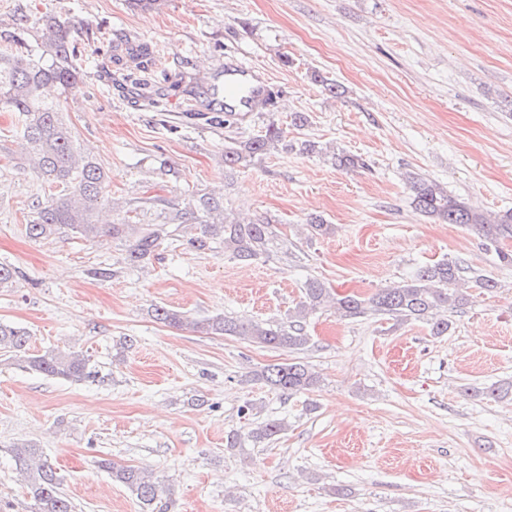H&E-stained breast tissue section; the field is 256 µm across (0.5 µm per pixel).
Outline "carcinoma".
Listing matches in <instances>:
<instances>
[{
    "mask_svg": "<svg viewBox=\"0 0 512 512\" xmlns=\"http://www.w3.org/2000/svg\"><path fill=\"white\" fill-rule=\"evenodd\" d=\"M114 49L116 63L130 70L151 55L150 48L130 46L125 39L117 40ZM80 57L70 25L47 16L33 20L21 7L10 17L0 19V112L21 116L31 169L42 182L59 188L56 193L32 201L26 234L37 240L66 229L86 240L112 238L125 243L126 264L140 266L154 255L163 240L176 239L188 224L194 234L187 243L196 249L219 241L240 261L265 254L273 240L270 223H245L227 214L222 195L194 193L180 205L160 197L146 198L129 203L124 211L114 206L108 174L81 151L62 119L60 104L41 96L48 85L57 86L65 94L76 89L82 80ZM281 143V131L272 123L260 135L224 146V166H248ZM405 181L415 210L444 223L467 226L495 250L501 261L512 263V253L500 248L501 242L512 239L511 211L502 215L478 211L449 194L439 182L415 173H406ZM305 230L313 239L334 233L335 226L313 217ZM471 288L493 291L498 283L484 275L466 281L458 264L448 259L426 265L412 277L380 288L368 297L340 295L324 282L310 278L287 327L223 314L193 321L165 307H157L154 312L157 320L174 328L189 326L201 333L234 336L262 347L299 350L310 341L305 331L307 316L328 306L344 320L368 314L389 316L401 322H425L433 335L442 336L448 332V314L466 304ZM0 357L74 383L91 377L88 359L82 353L58 348L34 352L25 328L2 322ZM257 376L290 395L308 391L319 382L318 374L301 361L267 365ZM10 455L33 502V512H74L71 499L61 490L60 477L36 443L19 441L11 447ZM98 464L147 507L163 491L146 468L118 465L109 459H101Z\"/></svg>",
    "mask_w": 512,
    "mask_h": 512,
    "instance_id": "carcinoma-1",
    "label": "carcinoma"
}]
</instances>
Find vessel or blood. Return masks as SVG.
Segmentation results:
<instances>
[{"label": "vessel or blood", "instance_id": "b4317fda", "mask_svg": "<svg viewBox=\"0 0 512 512\" xmlns=\"http://www.w3.org/2000/svg\"><path fill=\"white\" fill-rule=\"evenodd\" d=\"M223 103L219 109L235 113L239 120L252 113L268 110L272 87L254 67L229 57L224 61Z\"/></svg>", "mask_w": 512, "mask_h": 512}]
</instances>
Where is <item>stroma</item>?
<instances>
[{
  "label": "stroma",
  "mask_w": 512,
  "mask_h": 512,
  "mask_svg": "<svg viewBox=\"0 0 512 512\" xmlns=\"http://www.w3.org/2000/svg\"><path fill=\"white\" fill-rule=\"evenodd\" d=\"M19 4L78 28L85 76L63 117L113 198L216 190L235 217L271 221L275 238L249 264L219 242L165 240L140 267L116 241L31 239L29 205L46 187L17 113L0 112V263L17 271L0 321L27 328L33 349L82 352L93 372L72 383L0 360V512H32L9 452L21 439L40 446L75 512H142L102 458L152 470L162 512H512V400L483 395L512 382V264L467 227L416 211L404 182L415 172L483 211H512V0H0V15ZM120 35L151 48L164 115L113 66ZM228 54L271 81L274 107L229 128L183 122L193 83ZM272 123L291 150L225 169V142ZM326 146L366 168H337ZM313 215L335 232L305 238ZM441 259L499 283L471 289L442 336L326 307L292 353L154 315L284 326L307 279L368 296ZM291 358L318 373L311 391L256 380ZM269 418L285 431L256 438Z\"/></svg>",
  "instance_id": "stroma-1"
}]
</instances>
